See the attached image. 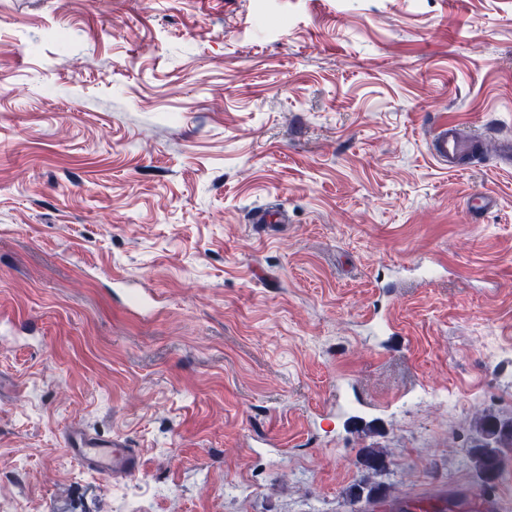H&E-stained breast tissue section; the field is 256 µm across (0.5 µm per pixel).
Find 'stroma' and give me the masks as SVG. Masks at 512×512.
I'll list each match as a JSON object with an SVG mask.
<instances>
[{
  "label": "stroma",
  "instance_id": "35a3bbf8",
  "mask_svg": "<svg viewBox=\"0 0 512 512\" xmlns=\"http://www.w3.org/2000/svg\"><path fill=\"white\" fill-rule=\"evenodd\" d=\"M443 115L512 137V0H0V505L351 512L363 480L375 512L475 507L470 426L512 412V172L437 164ZM76 426L137 474L80 465ZM66 446L84 466L101 474L128 477L139 468L137 451L122 439H105L74 429L67 436Z\"/></svg>",
  "mask_w": 512,
  "mask_h": 512
}]
</instances>
